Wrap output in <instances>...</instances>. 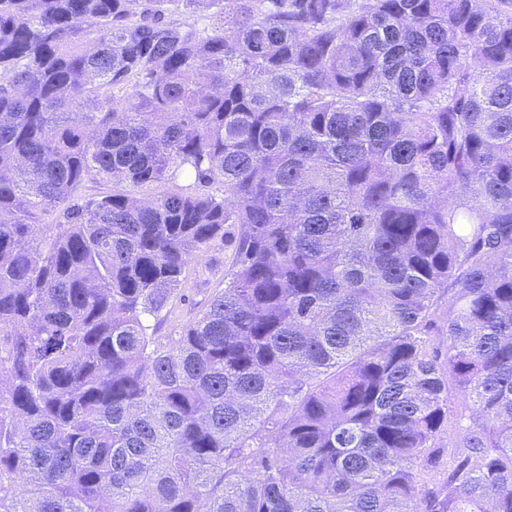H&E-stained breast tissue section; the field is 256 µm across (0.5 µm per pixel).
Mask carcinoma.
<instances>
[{
    "label": "carcinoma",
    "instance_id": "cac0c4a2",
    "mask_svg": "<svg viewBox=\"0 0 512 512\" xmlns=\"http://www.w3.org/2000/svg\"><path fill=\"white\" fill-rule=\"evenodd\" d=\"M0 512H512V11L0 0ZM226 242H218L207 250L200 260L191 261L186 268V279L181 290L173 297L170 315L159 335H166L169 325L183 324L191 320L214 294L224 288V266L227 268L233 257V241L236 236L234 226H226ZM212 268L216 275L205 271ZM203 270V273H202ZM223 279V282H222ZM186 294L189 300L182 301L180 296Z\"/></svg>",
    "mask_w": 512,
    "mask_h": 512
}]
</instances>
